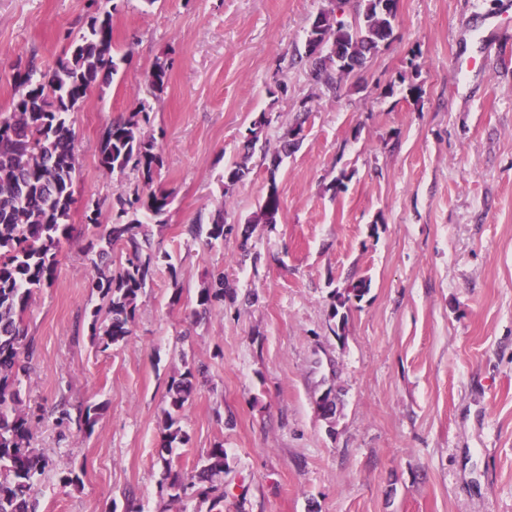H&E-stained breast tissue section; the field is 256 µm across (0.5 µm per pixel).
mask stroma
I'll use <instances>...</instances> for the list:
<instances>
[{"mask_svg": "<svg viewBox=\"0 0 512 512\" xmlns=\"http://www.w3.org/2000/svg\"><path fill=\"white\" fill-rule=\"evenodd\" d=\"M117 3L112 38L127 59L71 117L72 233L24 315L37 353L21 388L47 412L64 399L101 412L90 434L33 422V447L53 459L38 512H208L160 491L167 389L188 364L200 372L174 466L191 471L223 443V512H512V0H398L393 40L337 98L292 56L320 10L353 22V0ZM86 5L0 0V113L16 67L54 68ZM159 58L171 71L156 97L144 75ZM138 98L153 106L157 182L174 195L149 225L170 262L127 343L102 352L90 245L134 177L99 169V140ZM303 100V139L274 163ZM264 116L262 146L245 156ZM240 161L248 176L223 191ZM272 178L277 221L250 223ZM219 210L223 242L189 234ZM219 273L230 296L197 313ZM361 279L367 294L335 330L336 293Z\"/></svg>", "mask_w": 512, "mask_h": 512, "instance_id": "stroma-1", "label": "stroma"}]
</instances>
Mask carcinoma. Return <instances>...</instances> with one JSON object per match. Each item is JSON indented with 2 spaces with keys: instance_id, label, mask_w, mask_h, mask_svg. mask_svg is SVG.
<instances>
[{
  "instance_id": "1",
  "label": "carcinoma",
  "mask_w": 512,
  "mask_h": 512,
  "mask_svg": "<svg viewBox=\"0 0 512 512\" xmlns=\"http://www.w3.org/2000/svg\"><path fill=\"white\" fill-rule=\"evenodd\" d=\"M88 29L68 42V49L57 66L40 75L31 68L17 70V96L12 109L0 113V512H36L34 486L49 467L50 458L31 446L33 420L41 418V407L24 404L20 386L28 377L36 352L35 340L28 335L24 314L35 291L51 283L57 254L67 238L77 171L74 134L68 117L89 100L92 88L103 73H117L125 57L117 56L112 43V0H89ZM397 0H357L353 24L336 19L332 10H322L307 31L306 47L299 59L309 62L312 80L333 96H340L342 79L361 69L393 37ZM170 67L158 61L145 75L157 93L167 88ZM153 107L142 100L125 117L105 128L98 151V166L109 174H135L134 187L122 190L115 199L116 218L99 238V258L121 249L123 260L111 270L93 263L95 275L90 288L105 309L92 312V343L105 351L128 341L133 334L138 301L155 274L160 261L169 258L150 250L142 217L164 223L173 202L172 194L155 185L163 167L161 149L147 126ZM301 122L289 126L282 137V149L298 145ZM249 174L246 163L224 168V191ZM281 210V198L270 172L266 195L250 224H274ZM207 239L224 241V210L216 213ZM365 281L336 293L333 316L367 293ZM224 301V277L218 276L200 289L197 305L207 312ZM194 367L184 364V372L171 379L167 407L163 411V447L188 442L179 417L192 394ZM58 426L92 433L98 408L86 407L72 417L69 403L54 408ZM164 468L165 490L180 500L194 489L214 501H224L223 490L215 480L224 474L227 454L224 445L215 444L202 459L201 468L183 474L173 470L171 460L160 458Z\"/></svg>"
}]
</instances>
